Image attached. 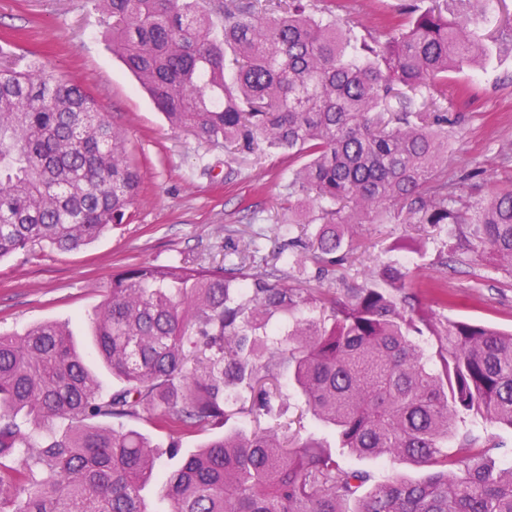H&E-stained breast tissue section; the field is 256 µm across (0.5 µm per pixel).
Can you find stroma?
Returning a JSON list of instances; mask_svg holds the SVG:
<instances>
[{
	"instance_id": "35a3bbf8",
	"label": "stroma",
	"mask_w": 512,
	"mask_h": 512,
	"mask_svg": "<svg viewBox=\"0 0 512 512\" xmlns=\"http://www.w3.org/2000/svg\"><path fill=\"white\" fill-rule=\"evenodd\" d=\"M399 0H335V14L360 33H382L385 17ZM17 57L37 60L47 71L74 79L97 100L104 120L121 129L143 188L126 223L77 250L48 246L0 262V333L20 334L53 320L68 324L88 362L96 354L90 324L127 264L203 265L246 255L256 265L272 261L289 241L308 239L312 224H297L289 213L285 186L298 160L266 146L236 150L171 129L149 96L108 47L101 12L92 0H0V42ZM454 83L464 97L449 96V112L460 114L448 176L478 170L483 189L512 181V53L492 56L485 70L464 69ZM290 285L329 288L345 297L374 268L403 263L411 289L437 314L512 330V268L479 252H451L447 230L415 224H361L343 265L319 275L315 265L278 261ZM446 288L447 305L426 292L427 281ZM288 410L280 420L285 437L316 434L335 449L341 466L376 478L419 481L426 467L408 461L371 459L339 448L331 430L307 412L303 400L280 375Z\"/></svg>"
}]
</instances>
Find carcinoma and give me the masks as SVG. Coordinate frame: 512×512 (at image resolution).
Here are the masks:
<instances>
[{
    "instance_id": "1",
    "label": "carcinoma",
    "mask_w": 512,
    "mask_h": 512,
    "mask_svg": "<svg viewBox=\"0 0 512 512\" xmlns=\"http://www.w3.org/2000/svg\"><path fill=\"white\" fill-rule=\"evenodd\" d=\"M490 0H410L385 39L310 0H97L112 52L171 127L305 163L288 179L296 210L319 228L297 265L324 272L349 229L452 225V252L475 246L512 267V186L461 204L469 176L448 181L456 120L433 106L449 74L489 49L472 30ZM143 182L124 135L97 101L36 61L0 64V261L37 246L70 251L128 218ZM303 311L288 348L270 352L275 317ZM97 355L122 384L102 392L68 325L0 335V512H151L160 483L170 512H512L503 442L460 427L512 430V331L439 318L387 265L340 299L294 288L273 264L128 266L92 320ZM288 366L307 410L341 447L430 469L420 483L345 469L313 439L233 430L161 475L155 444L122 424L150 416L169 431L260 418ZM118 420L116 427L107 424Z\"/></svg>"
}]
</instances>
